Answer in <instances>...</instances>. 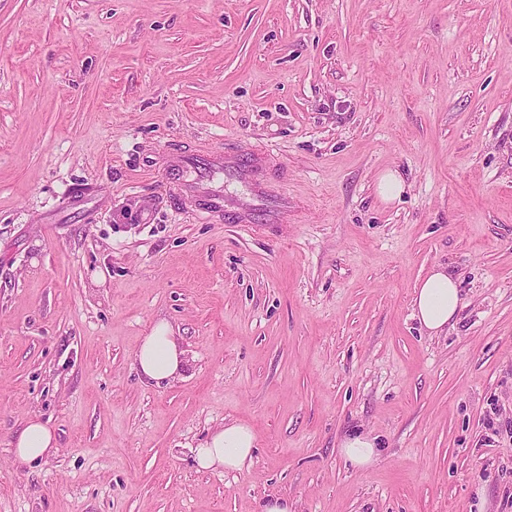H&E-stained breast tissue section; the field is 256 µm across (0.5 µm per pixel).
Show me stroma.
Masks as SVG:
<instances>
[{
    "label": "stroma",
    "instance_id": "35a3bbf8",
    "mask_svg": "<svg viewBox=\"0 0 512 512\" xmlns=\"http://www.w3.org/2000/svg\"><path fill=\"white\" fill-rule=\"evenodd\" d=\"M203 147L267 156L281 223L234 177L251 223L174 194ZM439 265L465 305L432 334ZM163 320L188 365L156 385L133 364ZM36 416L58 449L18 463ZM230 421L253 458L199 469ZM270 496L512 512V0H0V512ZM377 193L384 201H391L402 196L405 185L397 172L387 170L379 174ZM457 279L439 266L415 288L414 314L429 332H440L456 319L463 299ZM376 437L364 433H352L343 438L341 453L353 466L367 467L379 456Z\"/></svg>",
    "mask_w": 512,
    "mask_h": 512
}]
</instances>
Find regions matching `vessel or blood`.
<instances>
[{
	"instance_id": "obj_1",
	"label": "vessel or blood",
	"mask_w": 512,
	"mask_h": 512,
	"mask_svg": "<svg viewBox=\"0 0 512 512\" xmlns=\"http://www.w3.org/2000/svg\"><path fill=\"white\" fill-rule=\"evenodd\" d=\"M176 173L174 189L177 193L201 194L209 199L210 212H221L223 195L211 189L214 174L224 173L250 181L259 198H266L268 191L259 173L264 168L262 157L251 155H228L199 149L189 154L175 156L172 161Z\"/></svg>"
}]
</instances>
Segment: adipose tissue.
<instances>
[{
	"label": "adipose tissue",
	"mask_w": 512,
	"mask_h": 512,
	"mask_svg": "<svg viewBox=\"0 0 512 512\" xmlns=\"http://www.w3.org/2000/svg\"><path fill=\"white\" fill-rule=\"evenodd\" d=\"M414 311L420 325L436 333L455 320L462 305L457 279L444 267H437L415 288ZM186 352L168 322L160 321L143 336L135 355L138 373L154 383L181 378ZM56 446L53 430L39 419L30 420L13 438L16 461L33 464L47 456ZM256 447L253 430L240 422H229L210 434L194 451L199 468L240 470Z\"/></svg>",
	"instance_id": "1"
}]
</instances>
